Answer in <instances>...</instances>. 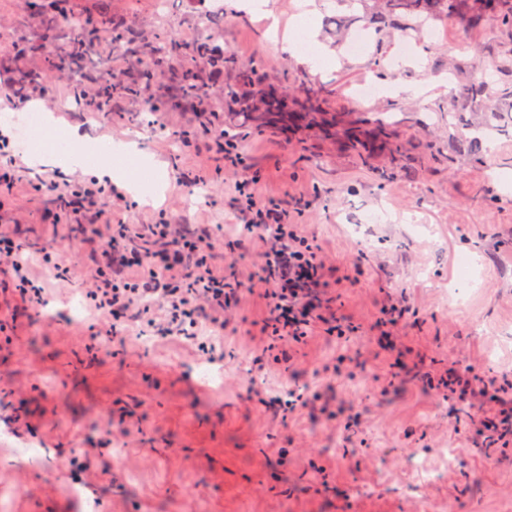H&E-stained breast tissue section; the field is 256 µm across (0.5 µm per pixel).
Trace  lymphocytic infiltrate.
<instances>
[{"mask_svg": "<svg viewBox=\"0 0 512 512\" xmlns=\"http://www.w3.org/2000/svg\"><path fill=\"white\" fill-rule=\"evenodd\" d=\"M212 148L241 170L233 196L234 208L243 218L236 246L261 245L258 278L265 285L268 315L261 325L266 346L255 364L265 365L268 357L313 336L333 340L358 333V326L338 316L336 300L328 294L320 243L299 236L278 201L260 192L263 177L246 162L238 137L216 130ZM23 183L33 194L54 195L59 217L72 221L81 244L92 248V286L84 297L95 329L112 335L138 322L158 336L194 344L208 357L223 351L219 331L225 315L245 295L246 284L229 281L214 265L210 225L179 224L167 216L151 224L113 219L117 189L95 180H30L13 155L9 138L0 133V192H12ZM23 251L16 237L0 234V294L15 307L36 308L47 300V280L68 281L71 265L53 246H42L37 256L45 276L37 279ZM407 311L403 300L383 308L374 338L388 352L395 378L407 373L406 359L412 353L394 334ZM426 387L456 403L475 398L496 403L493 413L470 417L467 424L477 432H490L504 446L512 445V375L483 378L466 365L427 378Z\"/></svg>", "mask_w": 512, "mask_h": 512, "instance_id": "lymphocytic-infiltrate-1", "label": "lymphocytic infiltrate"}]
</instances>
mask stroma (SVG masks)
Returning <instances> with one entry per match:
<instances>
[{
	"label": "stroma",
	"instance_id": "obj_1",
	"mask_svg": "<svg viewBox=\"0 0 512 512\" xmlns=\"http://www.w3.org/2000/svg\"><path fill=\"white\" fill-rule=\"evenodd\" d=\"M267 15L224 0V20L207 27L194 0H169L168 34L179 54L200 37L215 40L262 86L294 102L323 91L329 111L351 121L385 123L398 151L360 158L336 139L304 129L283 133L243 123L225 107L224 129L277 198L300 235L317 239L339 314L360 325L358 337L328 344L313 338L258 370L264 313L258 295H245L224 330V358L206 362L178 342L159 343L149 328H130L96 355L85 344L86 315L69 319L72 302L93 265L69 225L55 221L50 199L18 186L0 198V230L26 245L58 241L74 262L73 282L56 285L42 311L21 310L12 348L0 351V512H512V453L487 460V439L456 428L451 403L421 383L391 379L388 357L371 340L383 306L407 300L397 327L416 347L444 362L474 365L489 377L512 372V139L497 140L481 163L449 159L448 57L464 62L492 43V22L463 33L459 20L433 23L436 40L412 43L382 37L351 53L324 25L335 0H269ZM113 16L141 38V65L151 59L157 26L153 0H112ZM25 0H0V34L9 48L34 27ZM307 33L318 54L334 62L313 67L290 51ZM407 84L413 91L369 98L359 89ZM72 85L48 74L38 112H54L58 129L36 128L41 151L69 142L70 129L90 137L137 140L162 163L169 186L158 205L124 196L127 219L149 224L166 213L181 224H209L229 233L241 218L231 204L237 173L215 162L187 106L142 111L138 101L113 103L108 114L64 112ZM193 131L183 141V131ZM203 175L189 194L181 180ZM356 216L371 222V243L355 235ZM216 267L244 282L258 269L256 249L218 246ZM302 389L307 407L272 417L252 386ZM26 415L36 437L19 439L5 425ZM95 456L72 466L71 440ZM265 484L255 495L256 484Z\"/></svg>",
	"mask_w": 512,
	"mask_h": 512
}]
</instances>
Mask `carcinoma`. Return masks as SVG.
Listing matches in <instances>:
<instances>
[{"label":"carcinoma","instance_id":"cac0c4a2","mask_svg":"<svg viewBox=\"0 0 512 512\" xmlns=\"http://www.w3.org/2000/svg\"><path fill=\"white\" fill-rule=\"evenodd\" d=\"M348 9L360 10L356 19L362 28L380 35L387 29L397 30L402 36L417 40L424 37L432 22L445 17L460 16L467 9L466 27L478 25L483 18L496 21L495 49L487 61L477 60L473 67L479 74H465L464 66L448 59V81L453 85V102L461 105V112H448V123H455L457 135L452 137V151L466 153L475 162H481L494 139L512 128V0H495L487 9L483 0H338ZM33 14L37 15L49 31L56 18L66 21L63 34L49 42L44 31L30 33L25 40V55L38 59V63L23 69V80L11 84L6 91L22 96L32 86L42 84L48 72L65 70L72 86L85 106L98 110L102 103L112 104L114 99L143 98L141 74L131 69L127 78L119 83L107 82L95 71L93 62L104 67L111 59L113 45L126 41L134 47L140 37L130 33L121 35V26L112 16L106 3L93 12L78 11L72 0H29ZM152 51L155 61L167 70L168 88L181 96L196 93L204 85L210 71L224 68L240 69V84L251 89L244 94L240 88H224V97L241 104L244 119L256 121L272 129H286L301 125L322 133L323 136L343 140L362 157L374 149L392 152L398 148L388 142L381 124L349 125L339 113L327 111L318 96L308 98L301 110L291 109L273 92L255 84L253 70L241 67L237 59L224 53V49L208 39L195 43L190 58L179 59L166 35L154 36ZM471 118H466L464 112Z\"/></svg>","mask_w":512,"mask_h":512}]
</instances>
